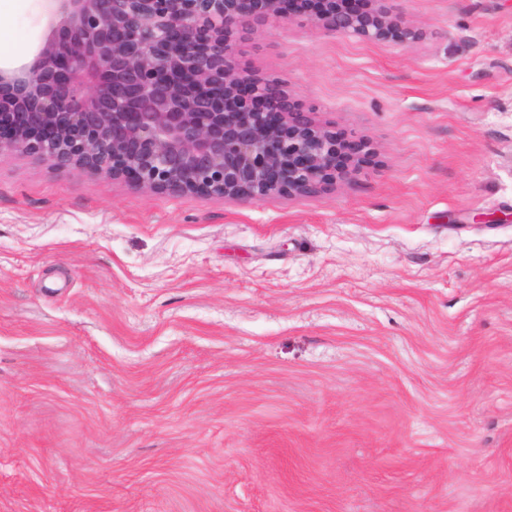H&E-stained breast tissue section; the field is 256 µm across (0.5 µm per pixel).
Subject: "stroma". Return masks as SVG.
<instances>
[{
  "mask_svg": "<svg viewBox=\"0 0 512 512\" xmlns=\"http://www.w3.org/2000/svg\"><path fill=\"white\" fill-rule=\"evenodd\" d=\"M236 36L369 142L312 196L0 157V512H512V0ZM51 34L0 15V64Z\"/></svg>",
  "mask_w": 512,
  "mask_h": 512,
  "instance_id": "1",
  "label": "stroma"
}]
</instances>
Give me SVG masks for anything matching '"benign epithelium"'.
<instances>
[{
    "instance_id": "obj_1",
    "label": "benign epithelium",
    "mask_w": 512,
    "mask_h": 512,
    "mask_svg": "<svg viewBox=\"0 0 512 512\" xmlns=\"http://www.w3.org/2000/svg\"><path fill=\"white\" fill-rule=\"evenodd\" d=\"M45 0L55 37L0 68V156L14 152L171 196H310L348 183L366 145L323 128L276 76L243 71L249 20L399 44L386 0Z\"/></svg>"
}]
</instances>
